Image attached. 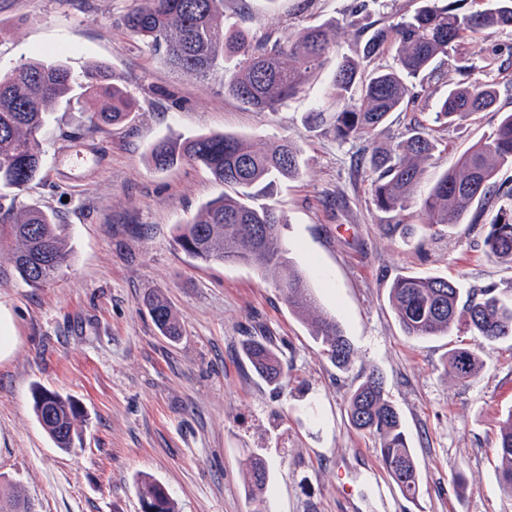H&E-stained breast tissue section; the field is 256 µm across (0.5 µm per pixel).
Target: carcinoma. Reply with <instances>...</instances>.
I'll return each mask as SVG.
<instances>
[{
    "instance_id": "cac0c4a2",
    "label": "carcinoma",
    "mask_w": 512,
    "mask_h": 512,
    "mask_svg": "<svg viewBox=\"0 0 512 512\" xmlns=\"http://www.w3.org/2000/svg\"><path fill=\"white\" fill-rule=\"evenodd\" d=\"M414 13L372 33L360 59L346 57L336 67L329 91L332 132L347 141L375 139L393 112L415 109L425 79L442 59H453L464 41H478L494 30H512V0H421ZM122 27L181 72L205 78L224 74V93L259 112H276L326 64L335 49L336 28L330 23L308 26L289 37L274 31L254 40L224 25V0H140V6L121 19ZM393 52L392 63L372 66L382 54ZM456 59V58H454ZM458 72L469 66L456 59ZM92 105L91 123L120 124L135 104L109 67L99 65L77 81L61 60L30 59L0 73V236L10 240L9 259L20 279L41 288L71 259L68 226L31 204L21 209L5 204L44 170L40 132L53 106L71 96L74 86ZM496 85L467 82L448 86L431 123L452 126L496 103ZM438 149L431 128L417 121L398 139L363 152L374 202L383 212H400L413 201L426 164ZM157 170L183 162L203 166L213 179L231 189L203 205L193 221L180 224L175 244L189 257L208 264L248 266L272 277L285 302L310 327V336L339 370L354 363V349L340 323L331 316L313 315L309 280L289 256L282 229L286 220L268 205L253 202L250 189L278 178L302 174L300 151L285 138L271 147H258L232 133L164 138L150 151ZM512 169V112L503 113L492 136L466 149L435 181L420 201L421 223L458 224L474 213L473 224L492 212L484 245L488 256L512 263V188L502 191L496 179ZM462 289L442 276L401 275L390 288V304L404 334L427 338L448 334L465 325L473 335L492 343L512 337V299L491 288L461 301ZM157 328L173 339L180 324L168 302L146 299ZM244 355L258 377L276 389L286 372L280 355L265 339L243 344ZM480 368L475 351L452 350L448 372L460 381L474 378ZM33 409L55 447L68 451L81 438L82 407L74 397L36 385ZM346 412L351 425L380 441L384 470L403 496L415 500L422 488L421 473L403 430L400 413L388 400L384 377L365 372L351 390ZM500 458V482L512 492V410L500 427L495 448ZM253 512H265L262 491L268 479L265 460L248 456L243 463ZM141 512H176L167 488L144 475L137 480ZM0 512H36L35 505L11 485L0 495Z\"/></svg>"
}]
</instances>
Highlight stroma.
I'll use <instances>...</instances> for the list:
<instances>
[{"label":"stroma","instance_id":"1","mask_svg":"<svg viewBox=\"0 0 512 512\" xmlns=\"http://www.w3.org/2000/svg\"><path fill=\"white\" fill-rule=\"evenodd\" d=\"M138 0H0V71L31 58L67 63L75 74L108 65L137 110L124 124L93 126L78 106L57 104L41 133L44 173L19 196L56 212L73 255L55 281L25 285L0 252V331L14 336L0 358V485L20 482L38 512H140L136 480L161 482L177 512H251L241 462L269 464L268 512H512L494 451L512 411V337L488 343L462 325L447 335L403 334L389 303L404 274L441 275L467 291L512 296V266L488 257L480 225L462 219L425 229L416 208L385 213L354 160L365 143L339 141L307 121L323 105L339 61L356 56L376 28L419 0H224V19L254 37L338 24L324 69L278 112H258L224 93L214 74L199 82L137 44L118 24ZM471 75L496 83L497 109L439 131L418 187L426 195L457 155L512 112V30L461 48ZM415 112H395L387 133L428 119L456 65L442 64ZM243 134L266 146L294 138L302 175L255 194L286 217L284 238L309 274L319 311L335 316L356 358L345 371L320 353L270 277L245 266L209 265L174 244L177 225L223 193L194 164L159 171L151 146L170 136ZM164 296L183 335L171 342L143 304ZM251 336L271 337L288 384L262 383L243 354ZM474 349L481 370L447 373L456 348ZM386 379L390 401L422 476L406 500L383 469L377 439L354 429L346 399L363 370ZM81 403V445L55 448L37 421L32 389Z\"/></svg>","mask_w":512,"mask_h":512}]
</instances>
